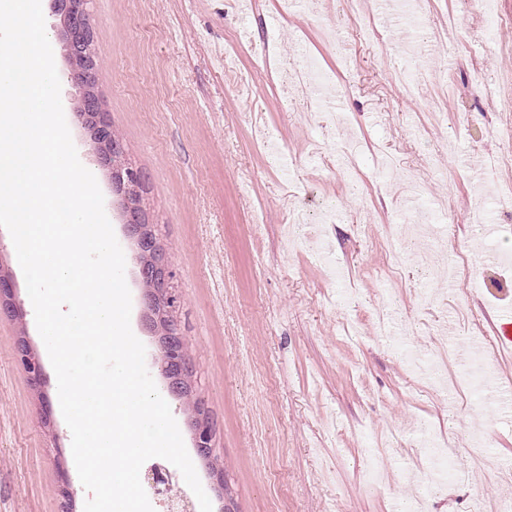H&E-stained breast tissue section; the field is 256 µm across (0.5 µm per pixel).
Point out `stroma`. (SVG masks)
I'll return each instance as SVG.
<instances>
[{"mask_svg":"<svg viewBox=\"0 0 512 512\" xmlns=\"http://www.w3.org/2000/svg\"><path fill=\"white\" fill-rule=\"evenodd\" d=\"M61 82V101L82 165L95 176L124 252L132 299L131 329L146 348L157 389L165 384L155 340L144 324L138 253L119 199L76 120L80 89L50 0H41ZM90 0L96 91L123 145L122 161L143 177L141 205L175 273L174 313L193 368L195 397L214 426L211 465L195 461L213 512H389L413 501L411 479L430 474L418 442L431 435L465 459L469 437L484 432L490 465L470 479L437 486L429 512H474L476 500L503 497L500 474L512 463V406L485 405L461 386L453 399L434 394L404 364L398 342L435 352L439 333L475 336L490 352L497 380L507 350L490 328L512 309V277L500 266L473 268L466 230L474 215L461 200L498 182L491 164L507 140L499 108L480 86L512 80V26L487 30L482 0H431L427 30L455 26L447 38L417 43L397 18L376 44L328 42L325 25H347L345 0H321L315 18L296 0ZM418 46L448 63V80L402 99L381 57ZM302 63L317 58L342 93L337 110L284 105L278 74L261 54ZM383 113L376 126L370 113ZM367 144L355 163L339 150L338 115ZM274 130L277 157L256 132ZM421 179L420 198L447 212L458 246L459 286L477 277L467 298L415 262L413 244L396 236L403 179ZM26 337L45 383L34 388L20 361ZM55 397V372L34 312L0 319V512H61L69 483L73 512L88 493L78 477L71 432L60 412L51 422L43 399ZM387 459L388 480L363 479L366 451ZM221 469L230 498L214 494Z\"/></svg>","mask_w":512,"mask_h":512,"instance_id":"stroma-1","label":"stroma"}]
</instances>
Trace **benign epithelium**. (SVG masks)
Wrapping results in <instances>:
<instances>
[{
    "label": "benign epithelium",
    "mask_w": 512,
    "mask_h": 512,
    "mask_svg": "<svg viewBox=\"0 0 512 512\" xmlns=\"http://www.w3.org/2000/svg\"><path fill=\"white\" fill-rule=\"evenodd\" d=\"M69 4V10L60 11L63 36L67 42L70 62H76L77 57L85 60V66L80 72L87 73L91 69L89 58L92 57V44L94 32L86 21L87 0H62ZM80 112L87 125L91 139L95 144L98 162L111 171L112 183L119 190L124 204L125 221L128 236L133 239L140 251V274H152L162 282V288L153 293L144 295V305L150 313L151 320L156 327L162 326V321L168 318L171 308L169 299L173 297L169 286V263L164 252L161 251L155 234L153 233L144 210L140 205L139 183L130 179L131 168L120 165L115 151L112 149L111 127L101 107L98 94L91 85H83L80 102ZM22 315L19 305L14 299V284L9 274L0 272V318H18ZM18 352L23 355V366L33 385L43 380V369L38 357L30 352L29 346L23 340L17 342ZM159 351L163 364V371L169 380V389L173 394L181 390L180 377L169 372L170 364H180L181 374L191 369V364L185 360L182 339L179 336H160ZM213 427L209 420L203 416L194 421V442L200 459L208 462L212 456Z\"/></svg>",
    "instance_id": "7a95c632"
}]
</instances>
